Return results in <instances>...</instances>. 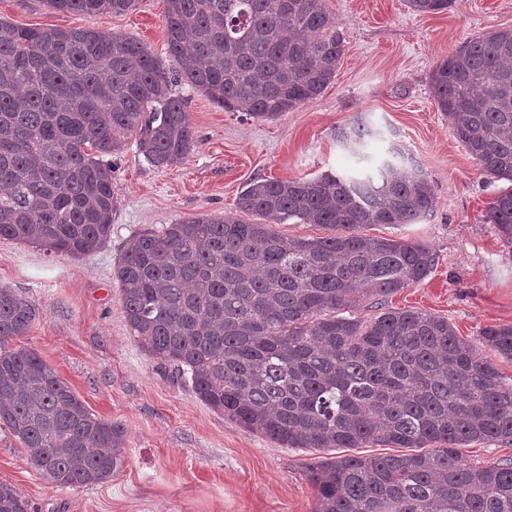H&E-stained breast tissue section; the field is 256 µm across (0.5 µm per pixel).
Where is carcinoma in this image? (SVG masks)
Instances as JSON below:
<instances>
[{"label":"carcinoma","mask_w":512,"mask_h":512,"mask_svg":"<svg viewBox=\"0 0 512 512\" xmlns=\"http://www.w3.org/2000/svg\"><path fill=\"white\" fill-rule=\"evenodd\" d=\"M45 3L73 14L135 6ZM406 3L436 14L455 0ZM164 27L172 73L130 36L0 21V238L70 257L101 248L117 204L108 157L132 136L155 167L192 151L176 84L226 112L275 119L318 99L344 52L324 0H165ZM430 83L480 169L512 183V30L472 38ZM373 135L360 120L336 141L358 155ZM390 154L370 173L253 182L234 211L139 233L115 272L124 317L141 350L208 407L285 448L412 449L317 461L315 512H512V461L477 466L459 452L512 441V380L482 351L512 360V327H486L475 343L444 317L387 307L436 257L363 229L415 224L438 206L425 173ZM483 220L512 246V188L498 189ZM290 222L328 234L274 228ZM34 319L29 300L0 288V428L46 481L103 483L123 465L127 429L91 413L36 352L10 347ZM27 508L0 483V512Z\"/></svg>","instance_id":"carcinoma-1"}]
</instances>
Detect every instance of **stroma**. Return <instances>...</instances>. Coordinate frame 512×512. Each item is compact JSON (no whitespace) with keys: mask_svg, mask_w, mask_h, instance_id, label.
I'll return each mask as SVG.
<instances>
[{"mask_svg":"<svg viewBox=\"0 0 512 512\" xmlns=\"http://www.w3.org/2000/svg\"><path fill=\"white\" fill-rule=\"evenodd\" d=\"M325 7L345 51L318 99L278 119L257 120L178 85L195 132L193 150L167 168L147 163L132 141L113 155L117 207L103 247L72 258L0 238V287L36 309L14 347L37 352L93 414L128 430L124 464L108 482L58 487L0 429V483L17 488L29 512H314L306 468L318 452L281 447L174 381L133 340L115 279L138 233L224 214L249 183L369 171L399 145L426 173L439 206L417 223L373 224L365 232L425 243L436 264L420 284L391 296L389 306L444 317L466 338L484 327L512 326V249L483 221L497 186L457 140L429 83L435 65L471 37L512 29V0H458L439 14L415 13L405 0H325ZM164 11V0L91 15L58 12L42 0H0L2 21L125 34L162 59ZM359 117L376 131L362 161L336 140L337 130Z\"/></svg>","mask_w":512,"mask_h":512,"instance_id":"35a3bbf8","label":"stroma"}]
</instances>
